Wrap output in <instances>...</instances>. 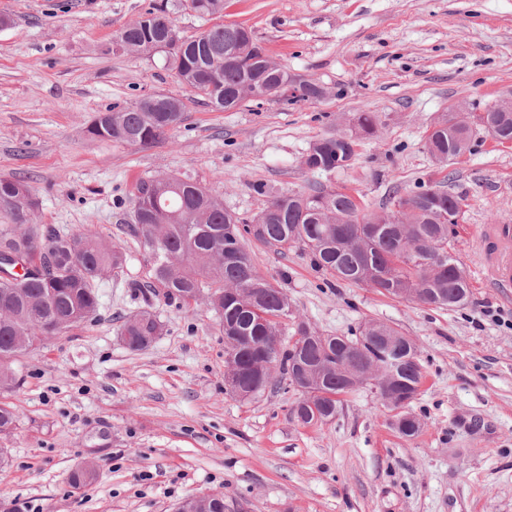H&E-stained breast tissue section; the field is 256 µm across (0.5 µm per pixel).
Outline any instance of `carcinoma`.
<instances>
[{
  "mask_svg": "<svg viewBox=\"0 0 512 512\" xmlns=\"http://www.w3.org/2000/svg\"><path fill=\"white\" fill-rule=\"evenodd\" d=\"M191 9L203 16L219 15L224 0H191ZM167 12L166 4L146 10L118 33L116 44L123 50L151 52V44L163 35L157 14ZM182 47L180 56L166 58L167 66L218 110L238 107L262 85L288 91L286 67L270 60L244 27L217 24L184 39ZM330 96L329 87L312 80L299 95L282 101L294 105ZM149 99L151 106L113 105L107 118L96 114L87 126L88 135L140 148L167 140L183 120L185 103L164 93ZM355 122L361 133L371 136L380 118L361 111ZM436 124L444 129L428 133L426 148L441 168L470 151L482 131L501 143L512 141V111H495L489 104L464 117L448 112ZM353 156L350 136L330 133L309 144L301 165L332 172L348 167ZM460 204L458 196L431 181L404 195L393 191L379 210L364 208L350 193L313 186L273 196L248 222L224 210L202 186L164 174L138 183L130 222L151 251L150 279L158 292L187 304L207 292L224 335V363L242 387L237 397L254 399L276 384L272 373L261 377L249 371L274 338V368L300 394L294 416L325 424L336 417L342 397L348 395L341 371L346 345L358 344L366 356L378 358L384 337L402 332L368 320L349 336L318 337L301 321L294 334L286 336L288 296L260 274L245 238L251 236L281 254L295 250L338 281L366 285L398 299L415 294L423 305L454 309L467 305L471 294L452 244ZM36 206L24 180L0 177V257L19 254L25 262L22 274L0 271V391L15 388L12 363L36 337L61 335L94 319L101 275H118L126 265L122 248L103 243L90 230L65 232L34 223ZM161 332V323L148 310L126 318L119 328L131 351L149 347ZM423 378L410 340L385 392L388 408L411 419L409 429L400 431L405 437L420 432V420L407 407ZM16 422L15 411L0 404V434L9 433ZM95 479L92 465L75 469L68 481L79 490Z\"/></svg>",
  "mask_w": 512,
  "mask_h": 512,
  "instance_id": "obj_1",
  "label": "carcinoma"
}]
</instances>
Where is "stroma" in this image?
Masks as SVG:
<instances>
[{
	"instance_id": "stroma-1",
	"label": "stroma",
	"mask_w": 512,
	"mask_h": 512,
	"mask_svg": "<svg viewBox=\"0 0 512 512\" xmlns=\"http://www.w3.org/2000/svg\"><path fill=\"white\" fill-rule=\"evenodd\" d=\"M153 0H0V176L25 180L36 221L91 227L121 246L126 266L99 281L92 321L44 341L15 363L0 403L18 415L0 435V502L21 512H174L183 499L224 496V512H512V299L483 287L482 226L512 220V144L479 133L439 169L425 149L449 106L483 109L512 92V0H224L269 57L340 88L323 101L272 99L215 110L185 91L163 53L116 48L114 35ZM168 93L185 118L166 141L137 148L92 139L113 103ZM378 113L349 166L307 170L309 144ZM174 173L243 218L271 192L310 185L379 209L393 189L433 179L462 199L455 254L471 284L467 306L392 299L317 271L295 251L254 240L258 270L287 294L294 317L324 335L375 319L415 343L424 380L410 405L418 436L367 387L335 419L304 426L299 394L282 384L251 400L224 390V337L207 298L186 304L148 288L151 252L127 224L139 179ZM150 309L163 325L128 350L119 327ZM94 461L81 490L70 472Z\"/></svg>"
}]
</instances>
